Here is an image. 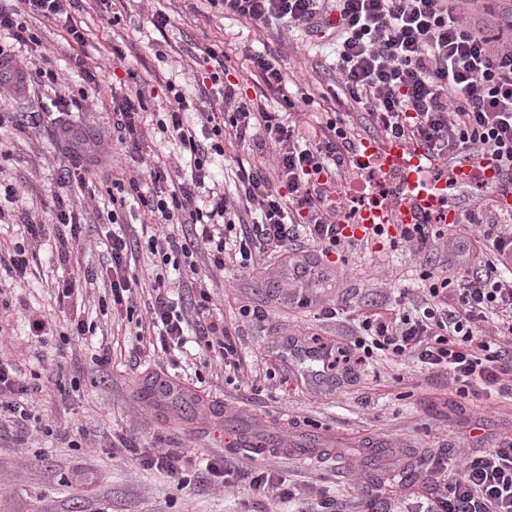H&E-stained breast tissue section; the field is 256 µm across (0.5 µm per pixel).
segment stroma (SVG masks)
Returning a JSON list of instances; mask_svg holds the SVG:
<instances>
[{
    "instance_id": "35a3bbf8",
    "label": "stroma",
    "mask_w": 512,
    "mask_h": 512,
    "mask_svg": "<svg viewBox=\"0 0 512 512\" xmlns=\"http://www.w3.org/2000/svg\"><path fill=\"white\" fill-rule=\"evenodd\" d=\"M158 9L171 21L162 34L149 22ZM78 15L102 53L97 89H90L61 48L56 26L45 21L38 29L53 48L59 93L87 91L85 107L49 114L38 111L36 97L0 95V110L13 115L0 125V180L19 184L24 194L22 211L0 223V241L19 242L16 226L26 215L48 226L25 286L0 267V357L27 375L57 360L66 365L60 384H43L38 392L24 440L0 424V512H364L370 497L376 512H397L399 499L431 492L421 482L400 480L401 471H420L442 453L451 461L461 452L475 455L512 436V398L452 399L447 375L416 359H381L368 371H341L322 383L311 365L282 351L285 337L304 334L349 345L356 334L349 311L392 302L397 289L417 287L423 270H440L449 254L466 252V242L452 237L428 256L386 238L354 244L333 272L310 280L290 273L280 254L262 257L247 273L231 265L211 270L207 257L199 256L215 299L214 318L236 328L233 341L248 366L237 374L192 342L189 362L178 365L140 348L126 333L125 314L108 305V291L99 282L89 287L84 313L92 335L77 345L65 343L67 314L47 283L72 276L75 262L70 243L50 228L43 207L52 194L67 193L65 170L85 164L90 151L112 149V113L101 103L112 96L113 78L135 73L146 96V122L155 129L167 110L165 80L180 86L185 113L193 115L195 86L207 69L206 48L223 50L226 69L252 96L264 85L251 75L249 56L266 47L278 54L285 72L309 83L316 97L313 111L345 121L356 117L334 100H323L335 78L313 72L319 50H308L302 41L291 44L288 32L260 31L225 18L207 0H131L115 26L108 25L95 0H82ZM117 35L120 58L112 54ZM166 40L173 50L157 58ZM62 125L72 128V141L57 137ZM300 288L311 305L297 304ZM244 306L252 316H240ZM325 306L337 308V316L322 315ZM36 317L52 323L40 339L32 327ZM103 350L110 351L112 362L101 368L92 359ZM265 422L280 424L298 442L334 438L341 446L311 459L241 452L243 434ZM78 433L84 440L75 448L71 442ZM375 443L389 454L388 475L373 488L365 455ZM162 448L181 457V473L172 476L150 466ZM210 460L224 461L230 481L206 474ZM257 469L282 482L290 497L253 494L249 480Z\"/></svg>"
}]
</instances>
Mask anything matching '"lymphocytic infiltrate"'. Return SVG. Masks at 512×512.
Instances as JSON below:
<instances>
[{
    "instance_id": "f902f5d3",
    "label": "lymphocytic infiltrate",
    "mask_w": 512,
    "mask_h": 512,
    "mask_svg": "<svg viewBox=\"0 0 512 512\" xmlns=\"http://www.w3.org/2000/svg\"><path fill=\"white\" fill-rule=\"evenodd\" d=\"M77 0H13L0 5V79L22 93L30 86L58 82L47 48L28 19L52 21L79 68H86L89 44L72 13ZM226 16L253 26L287 27L308 36L321 34L334 47L337 104L366 112L365 123L329 119L301 123L291 112L267 109V93L285 94L288 78L276 56L251 58L267 89L243 97L224 78V60L206 50L213 68L198 81L203 104L197 124L179 105L184 96L167 84L175 106L159 125L179 150L175 171L161 165L115 166L106 187L107 213L117 230L107 238V264L86 270L57 286L58 299L82 300V284L102 280L113 309L129 306L139 277L131 268L145 254L152 268L146 316L136 319L137 335L155 337L163 353L182 347L187 335L197 345L237 369L239 354L231 332L214 319L213 295L198 278L199 251L223 269L233 261L254 268L259 253L284 252L305 234L321 254L338 252L345 242L341 224L349 215L339 202L346 176L359 170L365 135L424 148L425 175L431 182L458 180L491 188L470 210L448 219L444 212H422L399 227V238L417 251L429 250L445 235L468 237L464 263L423 272L424 298L408 305L407 293L394 304L367 305L352 314L360 334L347 350L332 347L331 368L355 372L376 352L390 358L411 356L426 369L447 373L459 397L473 388L512 393V214L500 204L512 195V44L494 29L468 23L449 0H208ZM144 92L119 84L112 94V125L120 151L141 152ZM252 153L234 172V191L210 180L209 165L223 155L225 137ZM484 165L469 166L471 156ZM465 176H458V169ZM138 209L158 231L141 240L120 231L126 209ZM191 231L177 236L175 225ZM480 234H472V227ZM196 274L186 297L169 296L167 267ZM9 361L0 359V414L27 419L24 400L33 396ZM437 496L415 502L409 512H512V437L500 438L454 471L431 472Z\"/></svg>"
}]
</instances>
